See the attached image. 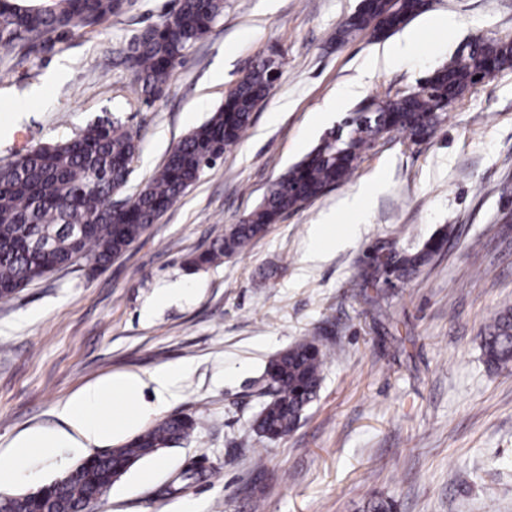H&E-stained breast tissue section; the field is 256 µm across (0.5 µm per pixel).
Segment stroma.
I'll return each instance as SVG.
<instances>
[{
  "label": "stroma",
  "instance_id": "obj_1",
  "mask_svg": "<svg viewBox=\"0 0 512 512\" xmlns=\"http://www.w3.org/2000/svg\"><path fill=\"white\" fill-rule=\"evenodd\" d=\"M359 0H224L164 93L127 86L133 37L178 0H130L105 25L52 50L0 48V164L100 119L137 133L141 150L116 199L139 190L169 149L205 122L267 57L280 76L238 144L205 168L125 255L90 273L85 261L0 299V457L33 428L63 429L57 407L116 372L184 367L166 414L197 426L187 440L135 464L94 512H512V367L489 368L480 330L512 306V70L475 86L431 137L377 140L352 178L270 225L246 251L191 270L187 259L223 238L269 185L320 138L374 98L415 88L459 50L512 37V0H433L452 35L421 29L401 66H373L379 42H334ZM370 69L359 96L336 94ZM371 186L356 234L310 259L309 232L339 199ZM445 231L442 252L394 287L357 283L383 241L416 251ZM189 299L157 304L159 288ZM331 355L318 398L287 437L253 430L270 357L302 339ZM59 448L31 457L20 495L89 456ZM206 469L189 484L181 474Z\"/></svg>",
  "mask_w": 512,
  "mask_h": 512
}]
</instances>
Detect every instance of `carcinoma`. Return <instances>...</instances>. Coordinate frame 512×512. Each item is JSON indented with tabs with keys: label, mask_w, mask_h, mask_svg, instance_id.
I'll list each match as a JSON object with an SVG mask.
<instances>
[{
	"label": "carcinoma",
	"mask_w": 512,
	"mask_h": 512,
	"mask_svg": "<svg viewBox=\"0 0 512 512\" xmlns=\"http://www.w3.org/2000/svg\"><path fill=\"white\" fill-rule=\"evenodd\" d=\"M416 0H374L356 21L339 24L336 40L368 34L383 40L414 17ZM114 0H52L46 6H4L0 47L19 43L42 49L79 29L95 28L120 13ZM224 0H180L176 10L137 35L124 58L129 84L147 99L159 97L188 50L223 12ZM263 62L239 81L208 121L184 136L168 153L162 168L123 206L112 204L114 190L125 185L139 151L138 136L119 127L92 124L75 138L48 151L36 146L19 160L0 166V297L83 258L105 267L127 252L143 233L192 185L211 159L235 146L251 124L252 114L274 86L272 69ZM512 68V39L480 46L465 58L452 57L412 91L375 101L372 125L354 123L323 138L300 162L270 187L263 201L224 239L189 259L195 268L217 265L249 247L266 228L329 189L350 180L363 155L386 131L411 140L431 136L445 104L480 83L491 69ZM444 238L416 252L396 251L387 263L366 264L362 281L377 286L392 274L406 278L428 264ZM489 366L512 363V307L493 315L481 331ZM329 350L301 341L273 356L265 367L270 387L256 424L269 441L282 439L301 420L317 396ZM195 429L189 416L171 415L119 448L90 455L61 483L47 486L38 499L0 497V512H92L102 493L138 461L188 438Z\"/></svg>",
	"instance_id": "cac0c4a2"
}]
</instances>
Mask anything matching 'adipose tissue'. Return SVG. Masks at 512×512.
I'll return each instance as SVG.
<instances>
[{"label": "adipose tissue", "mask_w": 512, "mask_h": 512, "mask_svg": "<svg viewBox=\"0 0 512 512\" xmlns=\"http://www.w3.org/2000/svg\"><path fill=\"white\" fill-rule=\"evenodd\" d=\"M182 374L181 367L162 366L143 375L116 373L85 386L59 407L64 430L33 428L12 441L9 455L0 459V491L22 480L23 466L31 456L54 455L69 434L99 446L137 430L145 417L163 410ZM148 389L154 394L150 402L144 398Z\"/></svg>", "instance_id": "adipose-tissue-1"}]
</instances>
